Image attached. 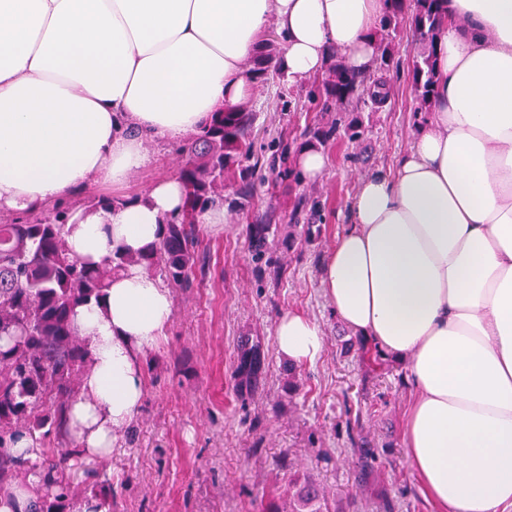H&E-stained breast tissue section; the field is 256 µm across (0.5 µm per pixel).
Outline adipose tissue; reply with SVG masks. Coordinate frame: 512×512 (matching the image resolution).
<instances>
[{
    "instance_id": "ef3b65f1",
    "label": "adipose tissue",
    "mask_w": 512,
    "mask_h": 512,
    "mask_svg": "<svg viewBox=\"0 0 512 512\" xmlns=\"http://www.w3.org/2000/svg\"><path fill=\"white\" fill-rule=\"evenodd\" d=\"M430 109L392 169L364 177L320 286L337 320L403 361L414 392L403 441L443 512H512V0H447ZM385 0H0V212L120 185L174 140L234 107L269 27L302 82L331 55L373 71ZM171 177L135 202L75 209L71 252L93 267L140 253L178 212ZM170 288L142 268L75 308L89 368L68 409L78 460L110 458L140 412L144 357L164 340ZM284 360L314 363L324 332L282 313Z\"/></svg>"
}]
</instances>
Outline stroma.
<instances>
[{
    "mask_svg": "<svg viewBox=\"0 0 512 512\" xmlns=\"http://www.w3.org/2000/svg\"><path fill=\"white\" fill-rule=\"evenodd\" d=\"M385 107L363 108L360 146L335 138L317 182L295 180L277 162L281 144L298 149L305 128L321 120L308 85L289 77L252 88L256 114L250 161L253 195L237 199L238 182L224 185L226 222L199 227V261L193 285L173 289L167 338L145 358L147 387L133 422L134 438H119L102 468L118 492L117 512H262L269 496L288 498V473L279 459L313 474L340 512H440L412 469L403 445L411 391L403 364L366 373L357 338L334 316L319 284V268L339 227L350 219V199L360 180L389 169L404 151L420 111L412 83L419 50L410 14L396 33ZM178 142L150 139V162L118 188L134 197L156 180L176 176ZM317 200L321 230L301 253L289 252L285 226L299 195ZM270 225V252L285 268L281 281L258 279L248 250L247 227ZM296 310L324 331L321 357L297 367L300 391L281 393L286 362L276 353L278 315ZM259 341L268 356L264 394L240 398L233 378L239 337ZM361 409L377 460L357 464L346 433L347 407Z\"/></svg>",
    "mask_w": 512,
    "mask_h": 512,
    "instance_id": "1",
    "label": "stroma"
}]
</instances>
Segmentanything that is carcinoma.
I'll list each match as a JSON object with an SVG mask.
<instances>
[{"instance_id": "obj_1", "label": "carcinoma", "mask_w": 512, "mask_h": 512, "mask_svg": "<svg viewBox=\"0 0 512 512\" xmlns=\"http://www.w3.org/2000/svg\"><path fill=\"white\" fill-rule=\"evenodd\" d=\"M412 2L411 22L422 44V52L412 63V80L422 106L430 103L435 83L433 57L439 32L447 23L445 0H387L388 7L379 21L380 41L374 75L357 76L337 56L330 59L326 79L312 82L309 98L319 111L334 118L321 126L306 129L303 136L311 144H325L337 133L358 144L363 124L358 116L338 111L353 102L369 107L380 103L371 86L385 83L383 77L393 62V34L397 32L406 2ZM276 35L266 39L264 50L250 68L254 84H267L278 67ZM255 122L250 101L233 108L218 106L211 120L189 133L180 147L185 158L179 179L184 190L180 212L166 218L162 237L143 253L119 249L102 264L87 267L70 253L65 235L69 210L60 204L20 214H0V493L26 480L28 462L9 451L16 440L27 435L45 448L40 466L53 476L45 492L31 503L29 512H71L75 491L98 498L105 512H114L116 494L100 471L86 469L90 482L80 484L70 472L68 459L75 454L56 453L68 437L66 412L78 394L81 377L88 366L85 342L73 327L74 308L79 304L100 303L112 275L129 265H139L159 275L175 288H189L197 254V216L208 206L224 199V180L248 172L250 142ZM127 200L93 195L87 210L120 207ZM308 201L300 198L288 222V248L308 241L313 225L303 224L302 212ZM271 225L251 224L248 248L259 268L273 280L282 276V266L267 257ZM362 361L374 372L387 369V360L376 347L362 340ZM235 377L238 394L264 391L267 380L266 354L247 338L236 352ZM265 512H336V501L312 476L290 475L288 510L275 501Z\"/></svg>"}]
</instances>
